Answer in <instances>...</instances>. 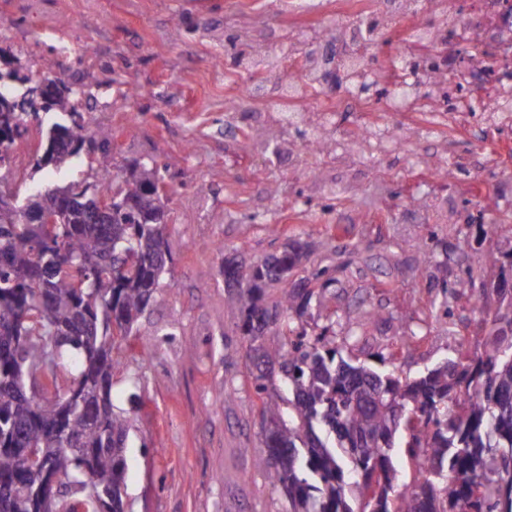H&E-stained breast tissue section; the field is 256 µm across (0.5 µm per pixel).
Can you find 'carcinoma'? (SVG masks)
Returning <instances> with one entry per match:
<instances>
[{"label":"carcinoma","mask_w":512,"mask_h":512,"mask_svg":"<svg viewBox=\"0 0 512 512\" xmlns=\"http://www.w3.org/2000/svg\"><path fill=\"white\" fill-rule=\"evenodd\" d=\"M382 21L371 14L353 29L371 45ZM432 32L416 33L409 48L433 58ZM333 58L309 50L305 71L319 66L336 80ZM246 65L257 74H281V60L252 50ZM29 81L0 72V101ZM78 96L60 93L46 112L68 118L44 129L37 108L0 107V161L34 124L54 140L34 167L55 171L82 150L85 124ZM153 162H133L112 184L62 186L96 195L135 189L129 208L105 220L79 215L44 234L33 217L48 183L17 205L16 219L0 222V512H125L126 441L129 424L112 404V369L160 290L167 262L169 217ZM303 247L293 244L250 266L224 259L225 302L241 317L258 392L279 366L292 391L288 418L278 399L262 401L261 428L267 454L259 464L288 498V512H512V296L496 288L500 307L481 355L448 360L425 376L403 381L326 348L319 336L298 332L290 314H301L314 292L290 279ZM285 287L269 304L265 287ZM39 314V325L26 321ZM288 337V348L263 345L271 326ZM61 383L54 394L37 386L45 367ZM410 431L404 454L416 477L398 483L393 465L396 437ZM38 451L44 467L25 453ZM66 497L49 500L44 475Z\"/></svg>","instance_id":"cac0c4a2"}]
</instances>
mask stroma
Returning <instances> with one entry per match:
<instances>
[{"label": "stroma", "mask_w": 512, "mask_h": 512, "mask_svg": "<svg viewBox=\"0 0 512 512\" xmlns=\"http://www.w3.org/2000/svg\"><path fill=\"white\" fill-rule=\"evenodd\" d=\"M0 0V71L40 77L55 65L81 88L88 133L79 157L35 172L37 132L0 167L23 195L43 182L107 183L134 160L156 162L168 187L170 260L156 298L112 371L124 412L126 512H288L257 460L266 452L240 317L225 304L224 260L261 262L306 246L296 269L322 300L295 328L347 345L352 357L409 379L459 351L480 355L489 331L479 299L496 308L494 276L469 277L467 254L512 250V129L461 136L427 112H387L383 87L331 92L332 119L306 109L277 123L280 87L268 78L244 112L226 100L251 85L227 52L249 35L282 65L289 38L351 49L349 23L371 0ZM444 30L434 6L384 29L374 67H392L418 24ZM94 80H86V71ZM374 123L393 145L364 144ZM117 137L103 149L98 130ZM319 134L327 148L309 151ZM438 270L419 269L420 251ZM454 289L443 307L445 289ZM381 320L359 328L364 312ZM138 403H131V395Z\"/></svg>", "instance_id": "stroma-1"}]
</instances>
